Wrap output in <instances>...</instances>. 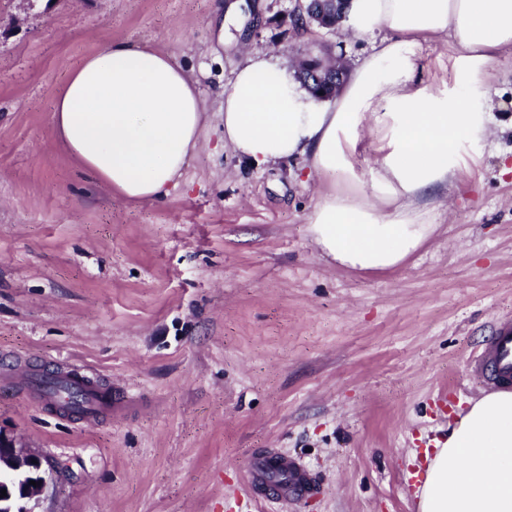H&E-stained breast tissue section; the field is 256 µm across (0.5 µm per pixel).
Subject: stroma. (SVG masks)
<instances>
[{
  "instance_id": "stroma-1",
  "label": "stroma",
  "mask_w": 512,
  "mask_h": 512,
  "mask_svg": "<svg viewBox=\"0 0 512 512\" xmlns=\"http://www.w3.org/2000/svg\"><path fill=\"white\" fill-rule=\"evenodd\" d=\"M216 40L218 0H0V430L60 463L29 512H417L425 450L489 388L470 359L512 326V53L484 93L502 132L434 211L399 268L329 264L302 161L255 167L224 145L221 93L248 53L295 73L329 47L354 70L374 46L292 27L255 0ZM115 41L192 68L200 148L160 202H131L59 144L53 104ZM461 47L421 43L417 81L451 88ZM80 366L112 386L94 423L45 407L21 369ZM271 456L312 484L241 495Z\"/></svg>"
}]
</instances>
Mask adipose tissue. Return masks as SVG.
I'll list each match as a JSON object with an SVG mask.
<instances>
[{"instance_id":"obj_1","label":"adipose tissue","mask_w":512,"mask_h":512,"mask_svg":"<svg viewBox=\"0 0 512 512\" xmlns=\"http://www.w3.org/2000/svg\"><path fill=\"white\" fill-rule=\"evenodd\" d=\"M344 27L382 33L333 102L290 84L262 55L249 57L224 92V144L255 165L301 158L326 185L309 221L313 243L337 266L400 267L436 232L428 198L448 189L491 137L479 88L512 52V0H350ZM452 34L462 48L456 84L417 87L419 41ZM70 156L131 201L166 197L199 148L206 109L192 73L153 48L114 43L86 57L53 107ZM378 131L362 173L367 131ZM419 512H512V391L471 402L437 444Z\"/></svg>"}]
</instances>
